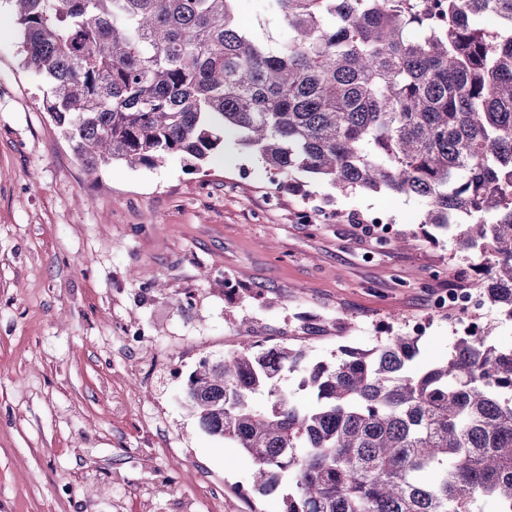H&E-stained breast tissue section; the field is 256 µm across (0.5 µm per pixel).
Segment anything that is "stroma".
Segmentation results:
<instances>
[{
    "label": "stroma",
    "mask_w": 512,
    "mask_h": 512,
    "mask_svg": "<svg viewBox=\"0 0 512 512\" xmlns=\"http://www.w3.org/2000/svg\"><path fill=\"white\" fill-rule=\"evenodd\" d=\"M320 209L335 222L297 219ZM374 212L411 247L349 222ZM422 213L305 173L276 188L233 133L199 168L175 157L90 180L0 6V512H280L287 486L254 489L185 382L244 340L333 362L416 321L418 363L444 360L462 328L430 293L481 261Z\"/></svg>",
    "instance_id": "stroma-1"
}]
</instances>
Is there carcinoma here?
I'll return each instance as SVG.
<instances>
[{"label": "carcinoma", "mask_w": 512, "mask_h": 512, "mask_svg": "<svg viewBox=\"0 0 512 512\" xmlns=\"http://www.w3.org/2000/svg\"><path fill=\"white\" fill-rule=\"evenodd\" d=\"M7 2L86 175L172 155L198 167L232 131L279 185L304 172L386 189L423 202L421 223L458 225L512 321V0H263L290 32L276 46L241 0ZM417 356L405 334L335 363L243 341L200 361L184 400L252 459L254 488L288 481L282 512H512V346L482 330L442 362Z\"/></svg>", "instance_id": "carcinoma-1"}]
</instances>
